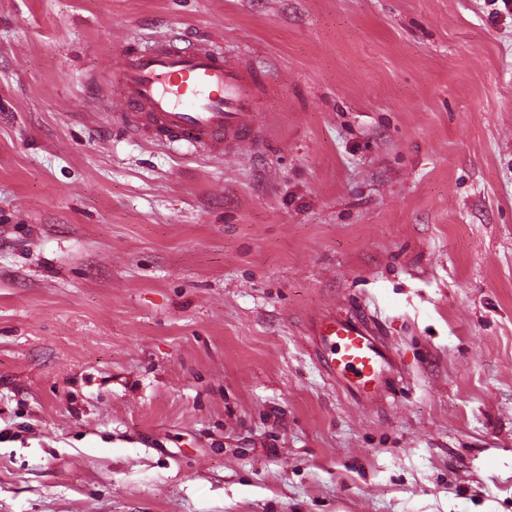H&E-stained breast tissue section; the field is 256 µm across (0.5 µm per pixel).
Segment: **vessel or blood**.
Masks as SVG:
<instances>
[{
	"mask_svg": "<svg viewBox=\"0 0 512 512\" xmlns=\"http://www.w3.org/2000/svg\"><path fill=\"white\" fill-rule=\"evenodd\" d=\"M97 102L132 138L192 155L252 153L263 141L257 109L268 94L264 73L218 39L192 41L175 31L117 51L95 79ZM312 334L328 372L359 400L369 380L390 369L384 347L364 325L319 316Z\"/></svg>",
	"mask_w": 512,
	"mask_h": 512,
	"instance_id": "1",
	"label": "vessel or blood"
}]
</instances>
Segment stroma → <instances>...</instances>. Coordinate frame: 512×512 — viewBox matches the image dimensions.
Instances as JSON below:
<instances>
[{
    "label": "stroma",
    "instance_id": "35a3bbf8",
    "mask_svg": "<svg viewBox=\"0 0 512 512\" xmlns=\"http://www.w3.org/2000/svg\"><path fill=\"white\" fill-rule=\"evenodd\" d=\"M169 30L270 74L258 152L98 109ZM0 512H512V9L0 0ZM314 336L328 372L359 400L370 402L367 383L391 370L384 347L364 325L333 315L319 316L313 324ZM353 375L356 379H352Z\"/></svg>",
    "mask_w": 512,
    "mask_h": 512
}]
</instances>
